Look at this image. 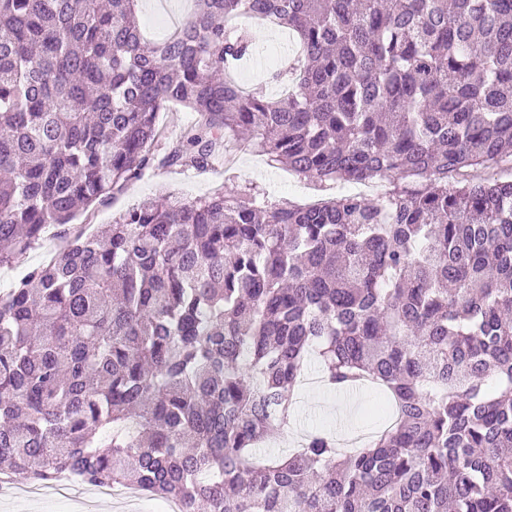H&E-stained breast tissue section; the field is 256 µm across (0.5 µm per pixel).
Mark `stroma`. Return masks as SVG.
I'll list each match as a JSON object with an SVG mask.
<instances>
[{
	"instance_id": "obj_1",
	"label": "stroma",
	"mask_w": 512,
	"mask_h": 512,
	"mask_svg": "<svg viewBox=\"0 0 512 512\" xmlns=\"http://www.w3.org/2000/svg\"><path fill=\"white\" fill-rule=\"evenodd\" d=\"M193 0H140V20L149 40L157 41L169 34L191 14ZM250 180L264 190L271 200H288L299 205L317 203L323 199L307 180L288 174L286 170L268 165L266 156L248 149H234L229 161L206 172L186 170L178 166L146 168L117 199L91 206L79 219L89 227L109 224L129 207L147 197L173 192L181 199L196 200L212 195L222 188H231L242 180ZM377 399L368 391L346 397L326 388H304L297 398L296 431L322 424L335 434L368 433L373 420L367 411ZM158 503L142 497L128 510H120L109 500L86 495L84 490L71 487L67 495H52L35 502L26 497L0 501V512H156Z\"/></svg>"
}]
</instances>
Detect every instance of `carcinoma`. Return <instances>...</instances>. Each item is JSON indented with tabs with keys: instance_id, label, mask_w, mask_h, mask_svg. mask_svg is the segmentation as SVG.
<instances>
[{
	"instance_id": "carcinoma-1",
	"label": "carcinoma",
	"mask_w": 512,
	"mask_h": 512,
	"mask_svg": "<svg viewBox=\"0 0 512 512\" xmlns=\"http://www.w3.org/2000/svg\"><path fill=\"white\" fill-rule=\"evenodd\" d=\"M148 43L139 0H0V266L157 163L250 143L319 183L144 199L0 293V472L126 483L183 512H512V0H194ZM247 16L292 33L288 93L227 78ZM195 112L157 155L159 112ZM375 387L360 448L285 457L312 355Z\"/></svg>"
}]
</instances>
